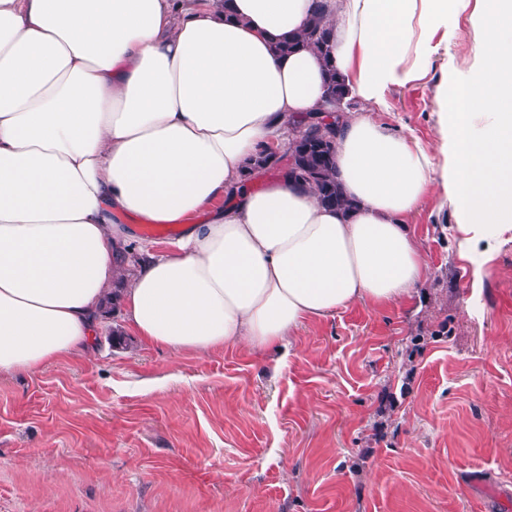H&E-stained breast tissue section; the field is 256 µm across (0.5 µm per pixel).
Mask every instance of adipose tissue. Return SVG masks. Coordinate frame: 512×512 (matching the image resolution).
<instances>
[{
    "label": "adipose tissue",
    "mask_w": 512,
    "mask_h": 512,
    "mask_svg": "<svg viewBox=\"0 0 512 512\" xmlns=\"http://www.w3.org/2000/svg\"><path fill=\"white\" fill-rule=\"evenodd\" d=\"M465 11L479 50L438 92L435 148L387 132L389 92ZM318 12L329 57L276 52ZM331 66L372 109L337 128L346 209L252 167L323 107ZM437 185L462 254L512 230V0H0V373L88 356L119 281L130 328L176 356L283 352L305 321L400 302ZM133 218L182 234L127 271Z\"/></svg>",
    "instance_id": "1"
}]
</instances>
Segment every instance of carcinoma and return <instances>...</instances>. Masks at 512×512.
<instances>
[{
  "mask_svg": "<svg viewBox=\"0 0 512 512\" xmlns=\"http://www.w3.org/2000/svg\"><path fill=\"white\" fill-rule=\"evenodd\" d=\"M301 45L315 50L323 59H328V28L323 16L314 15L308 20L301 39L283 40L277 43L275 49L280 54H287ZM346 91L344 83L336 79V70L328 68L326 94L342 102ZM293 146L295 166L289 175L313 185L320 202L337 207L347 206L333 173L336 137H330V141L326 143L314 140L296 141Z\"/></svg>",
  "mask_w": 512,
  "mask_h": 512,
  "instance_id": "carcinoma-1",
  "label": "carcinoma"
}]
</instances>
